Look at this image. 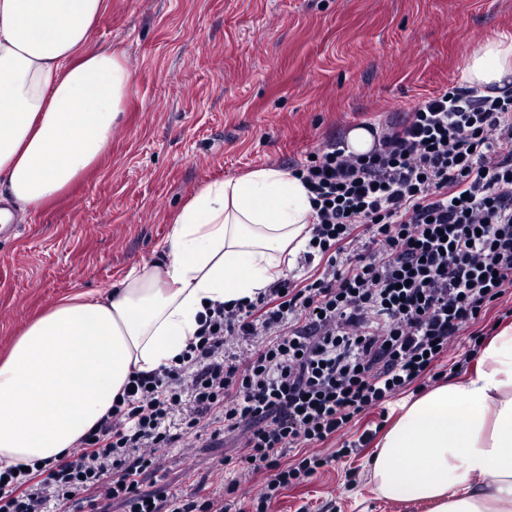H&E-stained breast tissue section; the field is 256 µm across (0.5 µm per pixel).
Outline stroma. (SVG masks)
I'll return each instance as SVG.
<instances>
[{
	"instance_id": "1",
	"label": "stroma",
	"mask_w": 512,
	"mask_h": 512,
	"mask_svg": "<svg viewBox=\"0 0 512 512\" xmlns=\"http://www.w3.org/2000/svg\"><path fill=\"white\" fill-rule=\"evenodd\" d=\"M512 33V0H107L91 36L133 73L97 170L0 235V352L34 315L75 293L105 292L159 261L172 217L205 184L300 163L364 126L384 133L426 97L459 85L473 50ZM406 391L320 451L361 446L269 512H427L375 493L374 441ZM240 438H188L160 453L162 490L205 483L213 497Z\"/></svg>"
}]
</instances>
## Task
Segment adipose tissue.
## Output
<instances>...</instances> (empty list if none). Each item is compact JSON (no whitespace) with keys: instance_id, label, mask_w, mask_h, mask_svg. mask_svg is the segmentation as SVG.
Listing matches in <instances>:
<instances>
[{"instance_id":"obj_1","label":"adipose tissue","mask_w":512,"mask_h":512,"mask_svg":"<svg viewBox=\"0 0 512 512\" xmlns=\"http://www.w3.org/2000/svg\"><path fill=\"white\" fill-rule=\"evenodd\" d=\"M107 0H0V210L38 209L102 162L132 73L92 46ZM462 81L496 97L512 83V37L487 41ZM301 180L261 168L204 185L175 215L162 260L116 290L76 294L29 320L0 357V472L62 457L112 407L132 373L170 365L209 306L255 298L311 238ZM382 496L429 512H512V325L464 378L431 389L372 460Z\"/></svg>"}]
</instances>
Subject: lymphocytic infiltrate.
I'll return each instance as SVG.
<instances>
[{
	"label": "lymphocytic infiltrate",
	"instance_id": "obj_1",
	"mask_svg": "<svg viewBox=\"0 0 512 512\" xmlns=\"http://www.w3.org/2000/svg\"><path fill=\"white\" fill-rule=\"evenodd\" d=\"M290 173L310 193L309 272L222 304L170 366L133 374L111 411L45 477L9 472L0 512H245L200 490H156L158 453L191 431L244 436L256 504L330 466L308 454L350 422L438 378L451 340L512 288V95L454 87L361 155L330 143ZM261 338L246 363L228 338ZM111 482H104L106 472Z\"/></svg>",
	"mask_w": 512,
	"mask_h": 512
}]
</instances>
